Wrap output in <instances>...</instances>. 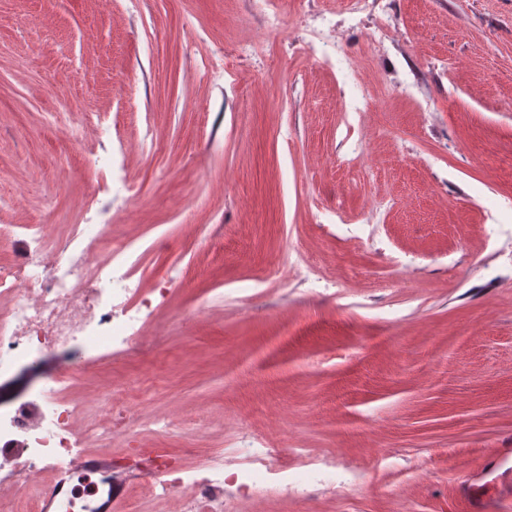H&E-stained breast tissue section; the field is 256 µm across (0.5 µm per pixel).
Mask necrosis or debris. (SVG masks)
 Segmentation results:
<instances>
[{"instance_id": "obj_1", "label": "necrosis or debris", "mask_w": 512, "mask_h": 512, "mask_svg": "<svg viewBox=\"0 0 512 512\" xmlns=\"http://www.w3.org/2000/svg\"><path fill=\"white\" fill-rule=\"evenodd\" d=\"M23 255L0 263V512H41L47 474L88 443L131 449L145 436L197 433L185 418L146 411L142 402L114 394L111 382L80 386L78 372L101 367L161 339L167 328L155 314L152 291L139 287L131 240L108 224L29 227ZM55 373L28 389L14 385L17 371L41 373L46 358ZM206 475L171 477L160 469L161 493L150 512H229L253 497L288 485L285 449L260 446L216 452ZM232 487L231 500L213 485ZM112 485L109 474H73L52 499L54 512H98Z\"/></svg>"}]
</instances>
